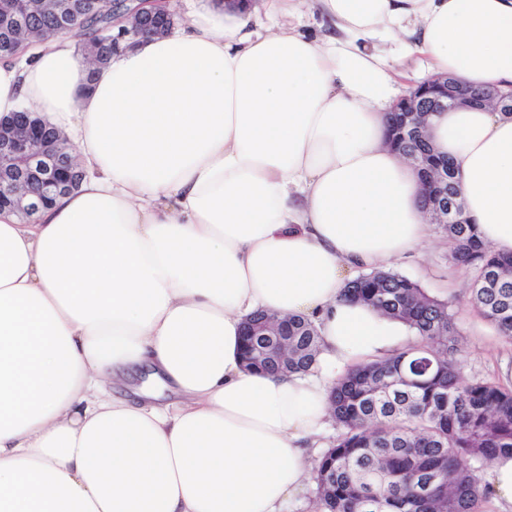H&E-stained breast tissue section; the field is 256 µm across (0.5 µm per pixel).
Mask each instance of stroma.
Masks as SVG:
<instances>
[{
    "instance_id": "1",
    "label": "stroma",
    "mask_w": 512,
    "mask_h": 512,
    "mask_svg": "<svg viewBox=\"0 0 512 512\" xmlns=\"http://www.w3.org/2000/svg\"><path fill=\"white\" fill-rule=\"evenodd\" d=\"M392 269L418 281L432 295L455 297L466 377L512 386V341L497 335L471 304L468 288L472 273L449 261L448 239L440 225H431L428 243L394 263Z\"/></svg>"
}]
</instances>
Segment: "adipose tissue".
<instances>
[{"label":"adipose tissue","instance_id":"1","mask_svg":"<svg viewBox=\"0 0 512 512\" xmlns=\"http://www.w3.org/2000/svg\"><path fill=\"white\" fill-rule=\"evenodd\" d=\"M316 3L312 38L213 0L92 78L69 35L0 59V118L37 112L85 171L33 223L0 211V512H288L335 368L409 335L343 296L428 236L378 45L511 86L512 0ZM430 134L512 255V116L456 107ZM259 309L315 326L310 372L244 366Z\"/></svg>","mask_w":512,"mask_h":512}]
</instances>
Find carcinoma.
<instances>
[{"label":"carcinoma","mask_w":512,"mask_h":512,"mask_svg":"<svg viewBox=\"0 0 512 512\" xmlns=\"http://www.w3.org/2000/svg\"><path fill=\"white\" fill-rule=\"evenodd\" d=\"M117 5L95 0L79 17L94 27L104 58L112 54ZM17 35L20 52L30 40L76 35L57 26L46 0L24 27L0 18V41ZM391 145L421 170L436 156L420 123L406 140L389 119ZM451 262L475 271L470 300L479 315L512 340V255L494 252L475 225L444 224ZM345 297L405 322L418 341L390 357L347 368L331 402L337 434L315 469L319 512H479L486 498L472 463L512 456V387L466 380L452 301L391 270H372L350 281ZM319 352L315 327L288 318V372H307ZM246 363L278 370L272 358L244 343ZM425 477L436 478L428 497L418 495Z\"/></svg>","instance_id":"carcinoma-1"}]
</instances>
